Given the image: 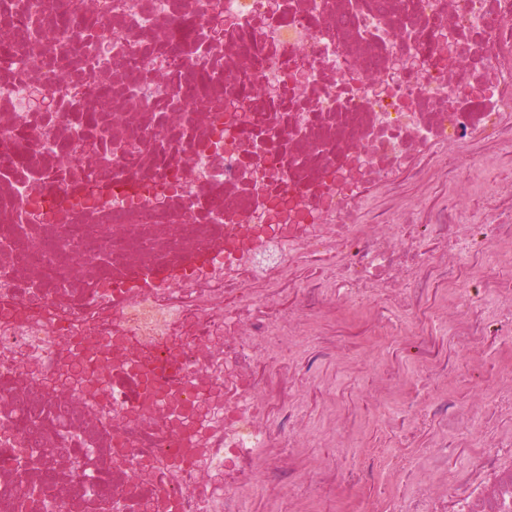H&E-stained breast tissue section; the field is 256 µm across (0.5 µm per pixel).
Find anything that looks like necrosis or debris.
I'll return each mask as SVG.
<instances>
[{"label": "necrosis or debris", "instance_id": "1", "mask_svg": "<svg viewBox=\"0 0 512 512\" xmlns=\"http://www.w3.org/2000/svg\"><path fill=\"white\" fill-rule=\"evenodd\" d=\"M0 0V512H243L258 466L288 475L293 512L327 478L269 461L275 424L252 369L269 325L376 310L398 281L426 287L480 258L453 291L508 303L448 321L468 351L512 358V208L481 168L512 159V0ZM413 55L399 72L395 58ZM477 148L430 223L399 191L449 147ZM367 162L351 184L342 177ZM384 230L370 235L376 199ZM223 229L159 288L134 258L169 264L187 234ZM301 260L327 286L285 314L249 281ZM84 305L64 313L67 297ZM146 357L113 365L112 296ZM192 384L170 421L157 407ZM512 386L462 407L440 389L415 406L441 429L427 476L394 512H512V437L486 420ZM476 448L449 469L448 451Z\"/></svg>", "mask_w": 512, "mask_h": 512}]
</instances>
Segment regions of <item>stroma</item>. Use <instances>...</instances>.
<instances>
[{"label": "stroma", "instance_id": "obj_1", "mask_svg": "<svg viewBox=\"0 0 512 512\" xmlns=\"http://www.w3.org/2000/svg\"><path fill=\"white\" fill-rule=\"evenodd\" d=\"M401 190L408 198L421 200L415 219L425 224L447 200L448 181L437 170L425 183L405 179ZM311 275L310 266L298 261L285 269L270 270L252 286L257 295L269 297L276 309L288 311L296 305L298 290L307 285ZM447 291V281L435 277L429 288L416 295L414 331L426 341L438 363L455 373L449 396L458 404L473 407L512 380V359L501 356L494 344L483 342L479 347L480 374L471 376L468 351L453 342L439 315ZM279 334L276 345H259L255 353L258 368L277 370L276 376L264 383L270 399L260 419L280 422L287 420L289 413H297L301 426L297 443L303 455L324 459L341 479L340 484L329 483L319 489L311 512H358L364 499L373 500L380 512H386L393 496L414 491L419 457L433 433L432 428L418 427L399 408L394 415L402 422L400 434L390 433L381 422L368 427L359 424L361 412L378 411L372 398L377 381L384 378L396 384L405 370L403 341L381 330L372 313H337L331 298L323 300L315 319L280 327ZM315 340L341 347L360 361L361 378L354 381L338 371L332 356L320 361L314 372H305L303 363ZM333 412L358 423L357 448H337L336 435L329 428ZM254 480L257 491L248 499L246 512H292L285 484L271 481L261 468L255 471Z\"/></svg>", "mask_w": 512, "mask_h": 512}]
</instances>
